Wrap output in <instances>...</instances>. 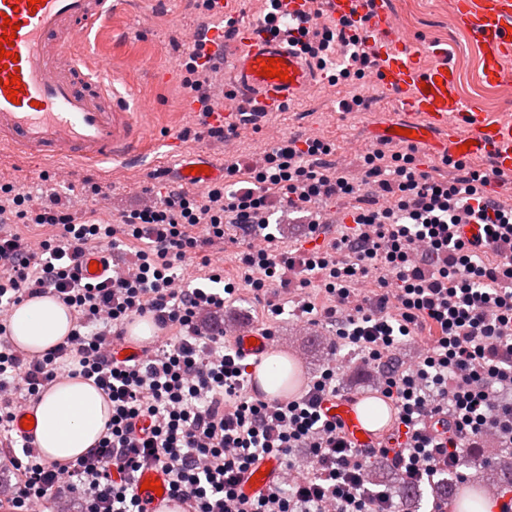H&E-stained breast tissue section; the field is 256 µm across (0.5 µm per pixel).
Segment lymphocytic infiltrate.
Listing matches in <instances>:
<instances>
[{
    "instance_id": "1",
    "label": "lymphocytic infiltrate",
    "mask_w": 512,
    "mask_h": 512,
    "mask_svg": "<svg viewBox=\"0 0 512 512\" xmlns=\"http://www.w3.org/2000/svg\"><path fill=\"white\" fill-rule=\"evenodd\" d=\"M318 69L336 51L368 67L344 24L314 30L303 45ZM221 54L195 48L184 62V83L197 95L202 132L234 140L236 124L214 125L206 93ZM328 140L293 136L274 144L263 165L234 157L225 174L246 176L244 187L214 184L194 192L165 185L155 200L119 213L116 221L80 222L53 189L32 195L0 185V440L18 446L13 512H43L49 496L81 492L82 512H143L133 481L147 465L164 469L168 489L187 512H397L391 488H376L366 473L380 458L405 484L432 481L456 468L465 449L490 441L512 447V206L488 191L494 171L443 158L456 175L443 180L421 169L417 146L367 152L360 181L331 163ZM352 197L351 222L325 248L288 249L268 230L274 205L314 216L330 200ZM483 224L491 245L461 239L462 217ZM12 224L55 227L36 243L9 232ZM245 236L238 252L254 295L268 283L296 288L301 321L330 322L331 362L291 400L269 401L248 390L243 355L224 343V329L207 325L238 293L212 268L208 253L229 233ZM143 241L114 266L116 235ZM97 250L112 273L98 282L82 275L87 252ZM199 260L212 292L190 287L184 265ZM370 281L374 295L358 286ZM319 287L331 303L316 306ZM50 296L73 315L68 336L32 356L13 344L12 308ZM150 318L160 335L143 355L112 353L129 323ZM439 334L405 367L394 357L415 340L423 323ZM350 349L378 377L380 393L398 410L395 428L372 444L349 440L339 421L321 412L336 396L335 355ZM63 377L93 381L109 405L106 432L82 457L49 462L14 429L18 409L33 404ZM306 449L310 472H298L291 451ZM275 457L282 476L261 496L239 487L261 458Z\"/></svg>"
}]
</instances>
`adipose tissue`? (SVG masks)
<instances>
[{
  "label": "adipose tissue",
  "mask_w": 512,
  "mask_h": 512,
  "mask_svg": "<svg viewBox=\"0 0 512 512\" xmlns=\"http://www.w3.org/2000/svg\"><path fill=\"white\" fill-rule=\"evenodd\" d=\"M72 325L69 309L50 297L23 302L9 318L13 342L33 355L54 348ZM34 413L42 426L38 444L44 456L63 461L95 446L104 432L108 405L90 382L66 378L43 394Z\"/></svg>",
  "instance_id": "ef3b65f1"
}]
</instances>
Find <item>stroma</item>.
<instances>
[{
	"label": "stroma",
	"mask_w": 512,
	"mask_h": 512,
	"mask_svg": "<svg viewBox=\"0 0 512 512\" xmlns=\"http://www.w3.org/2000/svg\"><path fill=\"white\" fill-rule=\"evenodd\" d=\"M393 12L405 13L408 23L403 31L421 52L423 63H430L432 46L448 48L449 60L461 78V93L479 111L494 116L512 114V92L484 85L479 79L480 46L473 34L461 25H449L448 10L454 0H389ZM221 26V19H209L196 9L193 0H137L130 9L113 16L112 23L92 35L88 48L94 58L121 65L137 59L136 69L124 77L137 99L151 105L147 124L152 138L178 141V155L163 152L147 154L139 162L75 165L63 160L21 158L0 148V183L37 186L41 173L60 183V191L73 212L82 219L98 217L100 210L84 191L85 179H93L111 197L113 211L134 206L143 186L152 184L156 171L166 173L167 181L177 179L176 170L183 157L209 154L216 163H224V146L209 138H184L186 129L196 128L197 109L186 106L191 91L185 86L179 60L188 51L187 38L202 22ZM363 97L369 107L362 112L345 108L354 97ZM410 114L399 107L395 95L371 77L335 85L316 81L304 97L291 102L287 111L271 112L240 125L235 141L239 156L255 158L263 154L274 136L303 135L335 143L338 157L344 158L350 174L359 170V149L376 145V128L410 121ZM269 296L283 304L284 312L276 321L274 337L277 353L286 355L295 372L311 378L329 361L325 342L329 324H303L293 313L290 294L272 287ZM266 309L254 299L248 286L241 285L237 297L224 310V339L232 341L237 330L266 327Z\"/></svg>",
	"instance_id": "1"
}]
</instances>
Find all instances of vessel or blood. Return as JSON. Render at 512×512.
<instances>
[{
  "instance_id": "b4317fda",
  "label": "vessel or blood",
  "mask_w": 512,
  "mask_h": 512,
  "mask_svg": "<svg viewBox=\"0 0 512 512\" xmlns=\"http://www.w3.org/2000/svg\"><path fill=\"white\" fill-rule=\"evenodd\" d=\"M326 18L345 22L355 33L365 53L374 60V76L390 92L398 94L404 111L418 116L413 124L417 142L450 158L460 153L489 155L495 169L512 175V116L490 117L469 109L460 93V75L451 70L446 51L434 47L433 65L417 62V49L400 39L392 25L393 12L387 0H321ZM123 0H0V17L17 25L10 48L17 62L0 66V144L21 156H69L78 163L106 160L127 161L153 150L146 134L145 119L138 106L129 102L130 92L119 69L98 71L89 76L85 57L75 46L88 42L91 30L120 13ZM275 18H288L287 27L270 28L260 22H239L232 38L217 40L208 32L206 52L234 49L232 83L242 91L240 109L278 112L302 95L313 83L315 72L298 42L302 29H311L315 19L307 14L306 0H273ZM463 25L484 46L482 83L493 86L502 78L503 62L512 57V0H458ZM278 59L288 80L262 76L268 59ZM18 77L22 89L9 100L3 84ZM465 134H453L454 126ZM445 130L434 138L435 130ZM194 160L182 161L183 184L206 187L222 181L224 170L209 165L194 172ZM235 346L252 360L248 389L253 396L264 392L257 375L270 356L274 343L261 329L238 332ZM360 397H336L323 401L324 411L334 412L349 438L364 434L366 441L381 438L378 430L367 429L359 410ZM255 480H244L247 496L266 491L281 475L278 461L265 458L252 467ZM139 480L163 484V493L140 492L145 512H181L182 504L167 491V474L159 468H144Z\"/></svg>"
}]
</instances>
